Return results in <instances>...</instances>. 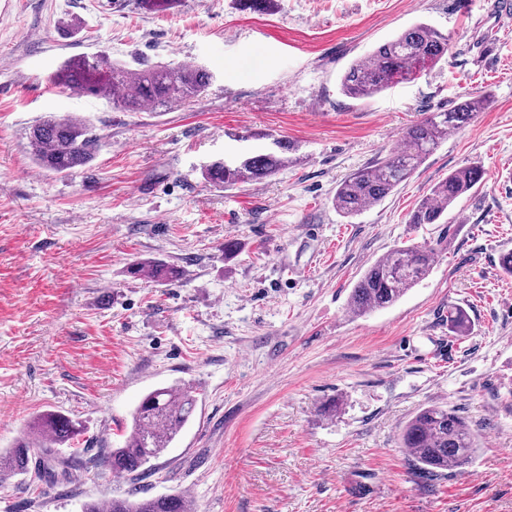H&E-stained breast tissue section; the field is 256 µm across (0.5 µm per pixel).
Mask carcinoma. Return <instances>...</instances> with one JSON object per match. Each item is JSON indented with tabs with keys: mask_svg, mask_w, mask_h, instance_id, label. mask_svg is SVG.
Segmentation results:
<instances>
[{
	"mask_svg": "<svg viewBox=\"0 0 512 512\" xmlns=\"http://www.w3.org/2000/svg\"><path fill=\"white\" fill-rule=\"evenodd\" d=\"M448 56V36L427 23H416L379 44L363 60L352 62L340 76V89L350 98H373L392 85L410 81ZM63 88L84 92L112 101L122 112H139L146 107L167 111L186 105L204 94L213 74L199 65H154L137 68L113 63L104 56L82 57L64 63L53 75ZM480 110V102L468 98L452 108L427 112L407 127L399 146L371 166L348 174L336 187L332 205L344 217H354L384 200L414 174L445 140L448 133L461 128ZM271 145L263 152L243 151L232 162L216 158L201 169L206 183L215 188L262 183L269 177L300 162V146L271 134ZM26 150L42 169L70 173L89 165L99 147V137L84 116L70 113L48 116L31 125L25 133ZM484 170L477 164L461 167L432 187L411 213V224H437L448 208L478 186ZM436 248L404 245L375 260L355 284L350 295L353 311L364 316L385 309L429 274ZM132 276H147L158 282L174 283L180 271L156 261L134 262ZM469 330L466 312L455 308L448 314V332L463 336ZM197 404L192 391L172 385L152 390L132 413L129 432L122 445L109 451L112 471L125 475L144 473V465L159 457L176 440L194 414ZM84 432L80 422L58 413L43 414L36 434H23L14 447L0 452V481L25 476L34 459L49 455L51 449L70 445ZM401 446L406 448L425 479L473 462L479 452L475 435L464 418L444 406L420 409L401 431ZM108 512H197L193 500L183 494L137 498L129 491L114 497Z\"/></svg>",
	"mask_w": 512,
	"mask_h": 512,
	"instance_id": "cac0c4a2",
	"label": "carcinoma"
}]
</instances>
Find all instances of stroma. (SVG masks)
<instances>
[{
	"label": "stroma",
	"mask_w": 512,
	"mask_h": 512,
	"mask_svg": "<svg viewBox=\"0 0 512 512\" xmlns=\"http://www.w3.org/2000/svg\"><path fill=\"white\" fill-rule=\"evenodd\" d=\"M500 0H0V450L41 414L86 428L52 476L0 484V512H81L139 489L186 493L198 512H512V23ZM448 57L365 101L341 73L415 22ZM106 54L214 75L195 102L121 112L56 87L65 60ZM485 108L397 191L352 219L331 199L427 112ZM78 113L100 136L72 174L39 168L28 126ZM306 159L261 184L219 189L200 168L269 136ZM471 162L486 180L438 224L410 211ZM237 244L225 256V242ZM440 242L393 306L349 307L366 268L403 243ZM176 265L175 284L133 277ZM463 308L467 335L448 331ZM198 398L179 438L139 478L106 461L154 388ZM334 417L320 408L333 399ZM464 417L480 454L423 481L400 431L419 409ZM128 273L132 276H147L158 282H178L180 271L171 265L156 261L134 262L128 267Z\"/></svg>",
	"instance_id": "obj_1"
}]
</instances>
